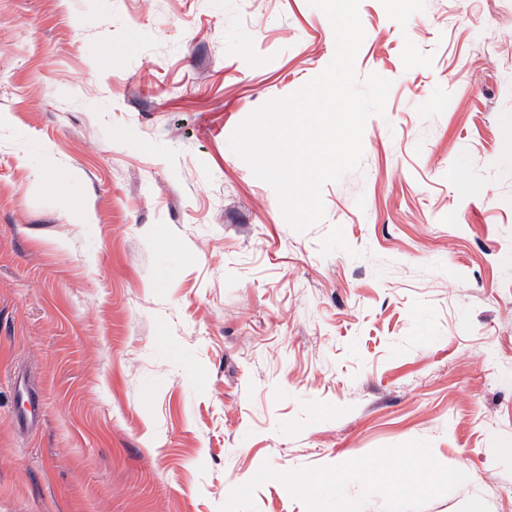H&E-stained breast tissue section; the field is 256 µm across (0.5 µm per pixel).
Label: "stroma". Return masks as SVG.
I'll return each mask as SVG.
<instances>
[{"label": "stroma", "mask_w": 512, "mask_h": 512, "mask_svg": "<svg viewBox=\"0 0 512 512\" xmlns=\"http://www.w3.org/2000/svg\"><path fill=\"white\" fill-rule=\"evenodd\" d=\"M359 16L385 114L300 232L229 139L321 10L0 0V512H512V0ZM392 455L398 457L403 462V466L398 475L395 477L389 476L391 488L398 490L402 487H410L417 491H423L424 486L417 483L416 476L424 469L426 462L409 456L402 448L393 449Z\"/></svg>", "instance_id": "1"}]
</instances>
